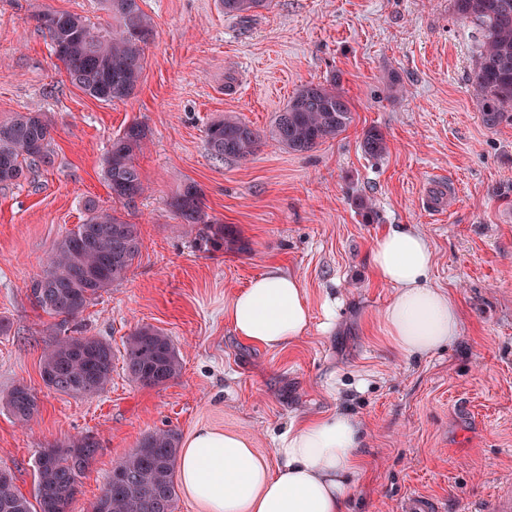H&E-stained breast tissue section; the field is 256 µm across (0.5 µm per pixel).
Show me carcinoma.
<instances>
[{
    "label": "carcinoma",
    "mask_w": 512,
    "mask_h": 512,
    "mask_svg": "<svg viewBox=\"0 0 512 512\" xmlns=\"http://www.w3.org/2000/svg\"><path fill=\"white\" fill-rule=\"evenodd\" d=\"M454 12L476 27V64L472 76L484 125L512 124V0H452ZM112 24L99 27L70 12H44L38 27L46 33L54 56L70 83L102 102L125 101L134 95L142 77L145 50L154 38L151 19L139 0H100ZM224 14L246 18L267 6V0H222ZM352 122L349 101L330 84L301 86L276 113L271 137L290 152L304 154L344 132ZM147 138L139 123L128 125L112 141L104 159L103 178L112 199L132 208L144 190L135 161ZM50 123L43 112H21L0 122V184L27 179L34 166L54 163ZM261 143L258 130L224 117L206 130L205 145L217 161H245ZM373 159L387 151L383 133L372 127L360 143ZM170 206L180 224L204 225L201 238L224 244V225L210 224L202 206V191L185 183ZM138 227L116 210L87 205L83 223L56 245L48 262L30 286L31 296L44 312L62 317L58 339L45 352L41 376L59 393L93 397L112 380V347L95 336L68 333V320L83 312L90 300L123 282L141 254ZM129 379L143 387H160L180 376L182 364L169 336L153 326H140L127 338L122 355ZM0 403L24 425L38 413V400L24 385L14 387ZM99 443L87 434L67 438L40 450L35 461L34 500L18 493L13 478H0V512H70L80 479L95 459ZM179 435L173 429L148 432L136 448L112 468V474L93 505V512H176V468Z\"/></svg>",
    "instance_id": "1"
}]
</instances>
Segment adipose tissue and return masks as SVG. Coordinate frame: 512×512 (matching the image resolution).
<instances>
[{
  "label": "adipose tissue",
  "mask_w": 512,
  "mask_h": 512,
  "mask_svg": "<svg viewBox=\"0 0 512 512\" xmlns=\"http://www.w3.org/2000/svg\"><path fill=\"white\" fill-rule=\"evenodd\" d=\"M432 263L427 238L407 225L388 228L371 250L372 276L393 290L385 333L407 357L432 354L460 334L457 301L429 282ZM224 318L242 341L279 350L305 336L310 307L299 278L273 266L234 294ZM362 440L348 413L306 417L280 435L269 460L242 434L200 427L185 444L181 477L207 512H349Z\"/></svg>",
  "instance_id": "ef3b65f1"
}]
</instances>
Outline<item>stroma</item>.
<instances>
[{"label":"stroma","mask_w":512,"mask_h":512,"mask_svg":"<svg viewBox=\"0 0 512 512\" xmlns=\"http://www.w3.org/2000/svg\"><path fill=\"white\" fill-rule=\"evenodd\" d=\"M141 7L155 27L141 81L130 99L105 103L69 83L36 21L57 10L106 22L98 0H0V121L45 113L54 153L21 184H0V318L10 323L0 397L22 384L39 400L25 425L0 406V469L32 497L38 450L94 435L100 449L71 505L91 512L148 432H239L269 458L292 420L340 410L365 431L353 512H399L411 497L479 512L512 478V124L482 122L471 23L451 0H272L245 21L225 15L222 0ZM393 75L402 93L390 92ZM330 80L350 101L351 124L308 153L288 152L270 135L276 112L299 86ZM227 115L261 134L248 161L205 149L207 127ZM134 122L148 131L136 159L147 190L122 216L137 225L141 254L70 322L111 345L112 380L94 397L59 393L41 377L58 319L36 306L30 283L83 223L87 200L113 207L103 160ZM371 127L386 138L379 159L360 147ZM189 181L209 221L233 232L221 248L178 227L169 202ZM359 197L373 202L372 219ZM399 224L427 237L429 281L462 311L459 337L420 358L390 346L382 311L392 290L369 272L375 239ZM273 264L300 279L311 307L309 332L285 350L248 344L224 320L233 293ZM143 325L179 350L182 372L165 386L136 385L123 366L124 343Z\"/></svg>","instance_id":"obj_1"}]
</instances>
